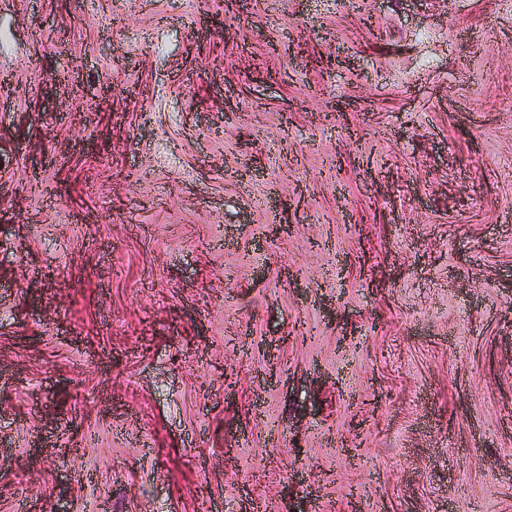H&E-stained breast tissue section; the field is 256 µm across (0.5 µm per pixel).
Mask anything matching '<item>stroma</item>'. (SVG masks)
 <instances>
[{
  "instance_id": "stroma-1",
  "label": "stroma",
  "mask_w": 512,
  "mask_h": 512,
  "mask_svg": "<svg viewBox=\"0 0 512 512\" xmlns=\"http://www.w3.org/2000/svg\"><path fill=\"white\" fill-rule=\"evenodd\" d=\"M0 512H512V7L0 0Z\"/></svg>"
}]
</instances>
